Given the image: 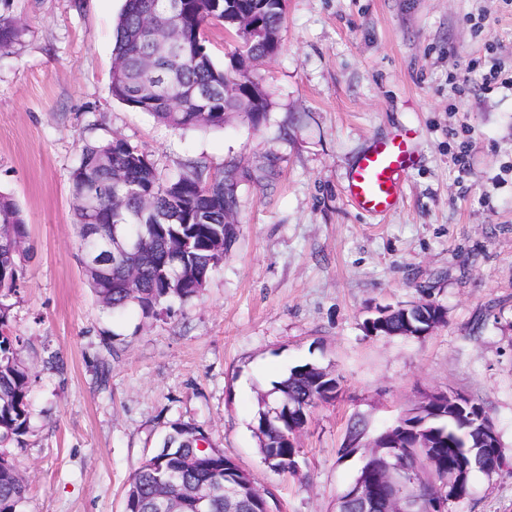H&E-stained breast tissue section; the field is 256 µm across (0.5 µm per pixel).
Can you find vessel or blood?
<instances>
[{
  "label": "vessel or blood",
  "mask_w": 512,
  "mask_h": 512,
  "mask_svg": "<svg viewBox=\"0 0 512 512\" xmlns=\"http://www.w3.org/2000/svg\"><path fill=\"white\" fill-rule=\"evenodd\" d=\"M414 162V147L407 137L375 142L357 158L348 178L347 197L368 213L393 211L401 199L402 177Z\"/></svg>",
  "instance_id": "vessel-or-blood-1"
}]
</instances>
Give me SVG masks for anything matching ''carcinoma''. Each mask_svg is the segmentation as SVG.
<instances>
[{"label": "carcinoma", "mask_w": 512, "mask_h": 512, "mask_svg": "<svg viewBox=\"0 0 512 512\" xmlns=\"http://www.w3.org/2000/svg\"><path fill=\"white\" fill-rule=\"evenodd\" d=\"M166 0H126L116 24L113 62L120 75L113 76L112 95L118 101L146 112L175 129L222 128L232 115L258 126L269 111L270 100L260 91L258 63L276 54L283 23L284 0H182L174 16L164 15ZM250 16L261 22V31L240 30L236 17ZM220 24L233 32L237 47L227 66H217L207 47L210 27ZM21 31L14 19L0 15V48L15 44ZM151 91L136 100L131 93ZM74 195L95 193L93 213L76 210V224L92 219L101 226L99 254L112 241V225L126 226L131 234L152 241V246L131 258L137 268L138 288L131 295L124 287L125 269L104 267V273L88 279L98 301L114 313L130 308L141 312H167L170 302L191 300L202 292L224 262L228 220L234 216L237 183L226 173L213 174L199 161H190L175 177L165 174L143 149L122 137L86 142L79 166L72 172ZM12 224L18 237L27 236L19 205L0 193V220ZM19 257L0 251V291H12L18 279ZM8 307L0 303V447L22 443L30 418L27 395L31 378L20 360L19 338L8 330ZM390 336H404L409 327L403 310L386 319ZM341 386L333 371L309 363L295 366L275 383L281 407L270 420L266 407L257 410L255 433L258 446L271 466L292 473L288 447V422L315 401ZM487 414L479 401L460 411L447 408L432 422L438 471L457 463L464 442L476 434L475 422ZM204 433L185 423L171 425V435L130 475L125 490L124 512H159L160 501L171 509L181 505L191 490L208 498V512H253L251 476L232 459L199 445ZM235 470L239 494L231 501L213 492L224 469ZM27 481L14 459L0 453V512H21ZM343 512H389L388 503L377 499L370 506L357 500L342 504Z\"/></svg>", "instance_id": "1"}]
</instances>
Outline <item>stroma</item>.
<instances>
[{
  "label": "stroma",
  "instance_id": "stroma-1",
  "mask_svg": "<svg viewBox=\"0 0 512 512\" xmlns=\"http://www.w3.org/2000/svg\"><path fill=\"white\" fill-rule=\"evenodd\" d=\"M123 5L0 4L23 30L0 50V192L29 247L6 299L31 376L30 431L9 447L29 476L22 512H123L129 475L176 422L275 486L284 512H336L360 466L339 453L350 423L375 436L448 389L484 403L505 454L450 512H512V89L481 88L491 62L512 74V0H286L258 67L266 119L186 130L113 99ZM396 135L420 162L395 210L366 213L347 176ZM115 136L170 175L237 166L223 264L156 320L104 309L77 258L71 174L84 142ZM422 300L446 319L424 338L367 332L376 307ZM305 363L342 390L300 436L298 472L279 475L258 451V400ZM6 220L12 224L13 231L18 237H26L25 220L19 205L9 196L0 193V221Z\"/></svg>",
  "mask_w": 512,
  "mask_h": 512
}]
</instances>
